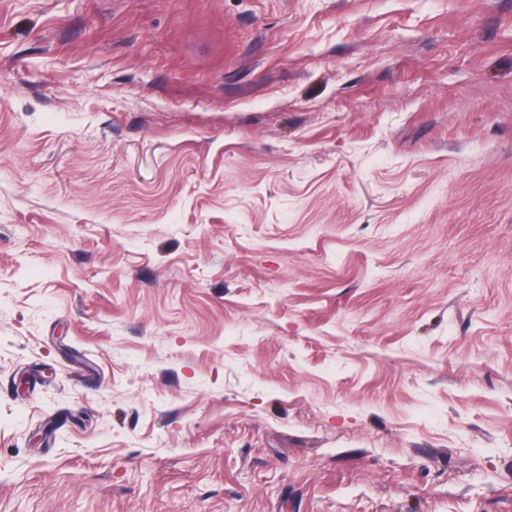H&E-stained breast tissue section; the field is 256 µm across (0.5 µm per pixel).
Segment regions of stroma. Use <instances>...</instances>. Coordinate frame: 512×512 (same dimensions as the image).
I'll return each mask as SVG.
<instances>
[{
  "label": "stroma",
  "mask_w": 512,
  "mask_h": 512,
  "mask_svg": "<svg viewBox=\"0 0 512 512\" xmlns=\"http://www.w3.org/2000/svg\"><path fill=\"white\" fill-rule=\"evenodd\" d=\"M0 512H512V0H0Z\"/></svg>",
  "instance_id": "obj_1"
}]
</instances>
